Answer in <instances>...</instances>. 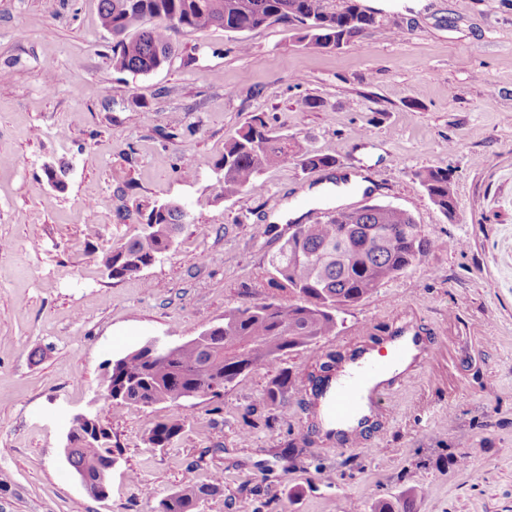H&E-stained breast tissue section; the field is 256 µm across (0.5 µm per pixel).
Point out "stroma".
I'll list each match as a JSON object with an SVG mask.
<instances>
[{"mask_svg":"<svg viewBox=\"0 0 512 512\" xmlns=\"http://www.w3.org/2000/svg\"><path fill=\"white\" fill-rule=\"evenodd\" d=\"M98 4L0 0V512H152L217 472L201 512H371L397 496L413 512H512V0H331L375 17L335 49L283 23L174 30L171 61L148 74L116 69ZM256 115L331 149L335 167L290 157L260 190L221 196L214 165ZM428 168L448 171L454 217L422 186ZM367 170L374 201L408 210L438 245L348 307L338 335L284 356L285 409L261 400L267 367L218 399L102 397L108 361L256 301L295 225L264 234L273 214L292 203L310 224L360 203L328 184ZM163 202L186 213L170 251L108 278L103 253ZM406 325L435 352L387 386L365 442L331 441L308 374ZM89 410L118 461L103 500L63 455L69 420ZM176 415L180 438L152 447L149 430Z\"/></svg>","mask_w":512,"mask_h":512,"instance_id":"35a3bbf8","label":"stroma"}]
</instances>
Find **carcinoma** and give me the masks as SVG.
I'll use <instances>...</instances> for the list:
<instances>
[{
  "label": "carcinoma",
  "instance_id": "obj_1",
  "mask_svg": "<svg viewBox=\"0 0 512 512\" xmlns=\"http://www.w3.org/2000/svg\"><path fill=\"white\" fill-rule=\"evenodd\" d=\"M356 10L348 5L336 11L327 0H99L102 26L119 37L113 49L115 67L136 74L161 68L173 53L167 23L173 16L187 32L219 27L241 33L284 23L298 29L308 44L332 49L375 23L373 17L359 18ZM147 21L152 22L148 28ZM290 155L300 156L302 165L310 168L336 165L331 151H305L273 134L262 118H253L224 145V156L215 165L222 195L257 190L260 174ZM418 178L430 201L453 216L457 201L448 193V170L425 169ZM184 218L177 207L153 206L147 215L148 232L107 252L103 267L112 270L111 277L122 278L151 266L170 250ZM434 246L409 212L391 204L372 203L351 212L339 206L328 209L323 220L296 225L268 260V287L288 290L294 301L283 303L267 294L249 306L232 308L224 312L223 323L172 345L165 356L141 346L111 363L102 381L104 398L149 407L218 397L244 374L336 335L343 324L340 313L422 262ZM335 365L336 355L329 354L317 372L308 374L314 399L324 396ZM290 383L288 371H280L269 382L263 403L285 407ZM184 426L181 416L158 422L148 440L164 448L180 437ZM69 429L74 442L67 449L68 465L74 473L96 480L115 461L110 430L93 415L73 417ZM221 483L218 474L206 484L188 483L161 499L156 512H197V503L220 492ZM372 512H412L411 500L380 499Z\"/></svg>",
  "mask_w": 512,
  "mask_h": 512
}]
</instances>
